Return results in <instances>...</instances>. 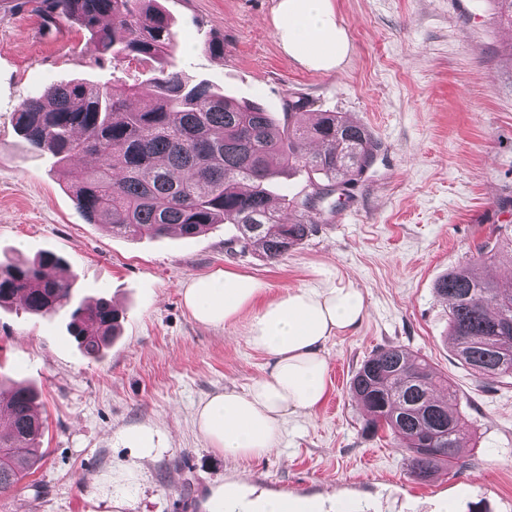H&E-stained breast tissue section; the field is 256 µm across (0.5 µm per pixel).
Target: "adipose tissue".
<instances>
[{
    "label": "adipose tissue",
    "mask_w": 512,
    "mask_h": 512,
    "mask_svg": "<svg viewBox=\"0 0 512 512\" xmlns=\"http://www.w3.org/2000/svg\"><path fill=\"white\" fill-rule=\"evenodd\" d=\"M276 26L283 50L315 70L340 67L350 51L331 0H279ZM320 280L265 301L267 285L249 274L216 271L191 279L183 301L205 328L236 324L250 313L248 343L272 359L245 391L213 394L196 412L199 432L225 455L251 457L276 448L288 416L313 413L326 395V341L363 319L364 296L340 271L319 268Z\"/></svg>",
    "instance_id": "ef3b65f1"
}]
</instances>
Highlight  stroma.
Returning <instances> with one entry per match:
<instances>
[{"mask_svg":"<svg viewBox=\"0 0 512 512\" xmlns=\"http://www.w3.org/2000/svg\"><path fill=\"white\" fill-rule=\"evenodd\" d=\"M178 35L165 66L208 81L281 116L336 112L367 128L374 164L276 263L242 247L233 224L196 238L113 235L78 213L65 177L16 134L12 115L43 87L85 79L147 101L153 62L104 57L64 21L45 29L30 8L0 0V255L51 251L76 274L77 300L111 301L119 336L96 360L67 320L0 308V372L41 390L43 459L0 512H206L213 493L250 502L285 496L299 512H512V379L477 381L451 344L448 304L435 286L479 249L512 237V27L496 0H332L350 52L340 68L301 65L283 50L278 0H160ZM222 42L223 51L202 42ZM346 274L366 315L331 337L327 393L293 415L277 448L224 456L197 428L211 395L246 389L269 357L244 323L199 326L183 302L192 278L230 269L253 275L269 298L316 281L319 267ZM399 345L426 358L461 397L471 442L461 469L414 480L392 437L360 432L363 407L348 391L362 362ZM150 446L151 455L140 452Z\"/></svg>","mask_w":512,"mask_h":512,"instance_id":"1","label":"stroma"}]
</instances>
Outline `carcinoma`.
Masks as SVG:
<instances>
[{"label":"carcinoma","instance_id":"1","mask_svg":"<svg viewBox=\"0 0 512 512\" xmlns=\"http://www.w3.org/2000/svg\"><path fill=\"white\" fill-rule=\"evenodd\" d=\"M158 0H38L44 25L73 20L92 36L95 61L122 54L156 61L172 53L177 35ZM150 101L137 106L133 89L116 94L84 80L53 83L28 97L13 125L29 146L51 156L77 208L112 233L160 239L202 235L215 224H235L243 246L255 245L277 262L314 231L323 204L354 183L373 163L378 143L364 127L334 112L304 124L308 102L290 100L283 118L238 103L204 80L164 66L150 79ZM318 149L310 150L311 144ZM92 155L98 167L74 160ZM304 169V195L291 198L294 218L272 209L267 181L275 166ZM345 175L347 179L338 180ZM75 275L53 252L33 259L0 258V307L48 316L65 310L67 331L90 358L118 335L119 313L100 298L74 304ZM448 301L456 355L479 382L512 378V288H501L474 264L456 267L436 285ZM0 375V415L13 428L0 434V492L12 489L40 461L43 423L38 395ZM9 385V390L1 389ZM366 410L361 434L390 433L410 473L427 480L454 467L469 432L455 404L460 397L426 361L389 345L368 357L349 384Z\"/></svg>","mask_w":512,"mask_h":512}]
</instances>
